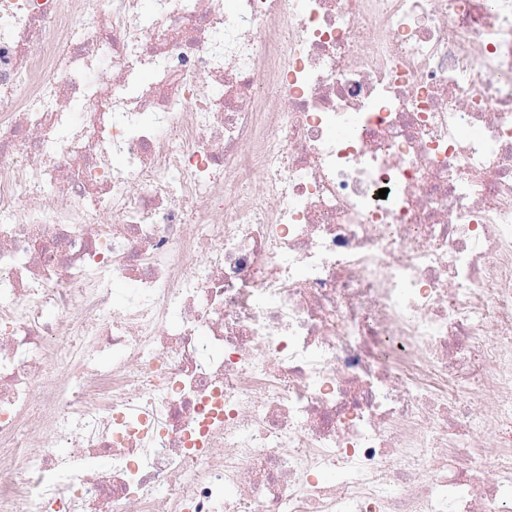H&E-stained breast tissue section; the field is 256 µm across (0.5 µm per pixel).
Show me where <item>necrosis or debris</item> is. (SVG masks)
Returning a JSON list of instances; mask_svg holds the SVG:
<instances>
[{"label": "necrosis or debris", "mask_w": 512, "mask_h": 512, "mask_svg": "<svg viewBox=\"0 0 512 512\" xmlns=\"http://www.w3.org/2000/svg\"><path fill=\"white\" fill-rule=\"evenodd\" d=\"M511 77L512 0H0V512H512Z\"/></svg>", "instance_id": "obj_1"}]
</instances>
